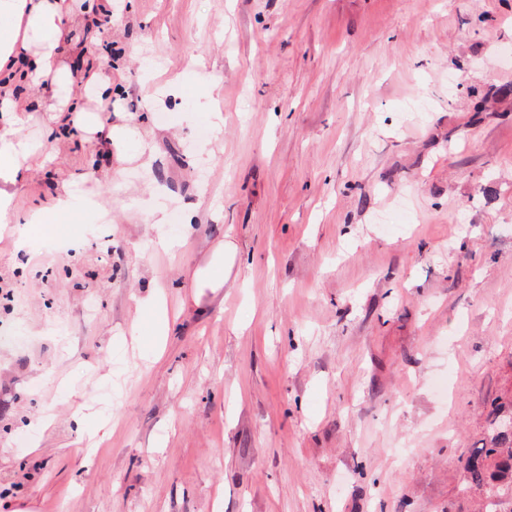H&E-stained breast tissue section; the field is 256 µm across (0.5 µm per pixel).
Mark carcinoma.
I'll return each mask as SVG.
<instances>
[{"label":"carcinoma","instance_id":"1","mask_svg":"<svg viewBox=\"0 0 512 512\" xmlns=\"http://www.w3.org/2000/svg\"><path fill=\"white\" fill-rule=\"evenodd\" d=\"M512 417V397L499 402L487 419L482 446L473 449L464 463L466 489L483 496L485 512H512L507 504L491 501L512 491V430L501 428L505 416Z\"/></svg>","mask_w":512,"mask_h":512}]
</instances>
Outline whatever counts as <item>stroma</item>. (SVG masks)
I'll list each match as a JSON object with an SVG mask.
<instances>
[{
    "instance_id": "obj_1",
    "label": "stroma",
    "mask_w": 512,
    "mask_h": 512,
    "mask_svg": "<svg viewBox=\"0 0 512 512\" xmlns=\"http://www.w3.org/2000/svg\"><path fill=\"white\" fill-rule=\"evenodd\" d=\"M80 39L154 159L45 135L24 88L0 512H478L462 464L512 392V0H112ZM220 244L223 287H192Z\"/></svg>"
}]
</instances>
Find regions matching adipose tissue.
Masks as SVG:
<instances>
[{
  "instance_id": "adipose-tissue-1",
  "label": "adipose tissue",
  "mask_w": 512,
  "mask_h": 512,
  "mask_svg": "<svg viewBox=\"0 0 512 512\" xmlns=\"http://www.w3.org/2000/svg\"><path fill=\"white\" fill-rule=\"evenodd\" d=\"M93 10L82 0H0V217L23 176L25 161L35 151L21 135L29 119L18 98L21 85L50 83L53 94L44 107L50 121L101 138L118 163L145 158L144 153L128 152L138 135L134 125L108 123L100 115V103L112 96L111 71L93 66L76 78L63 61L68 53L84 57L76 31L91 26Z\"/></svg>"
}]
</instances>
